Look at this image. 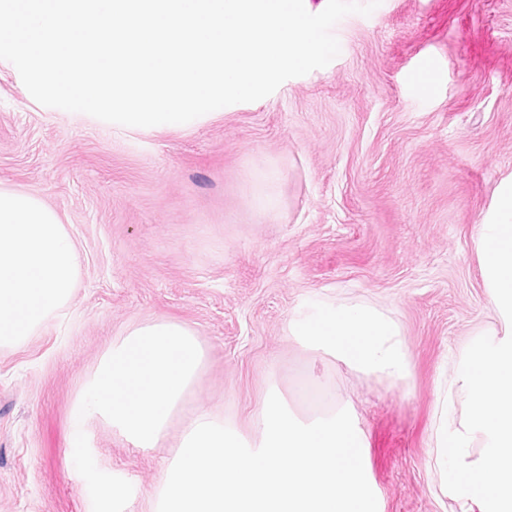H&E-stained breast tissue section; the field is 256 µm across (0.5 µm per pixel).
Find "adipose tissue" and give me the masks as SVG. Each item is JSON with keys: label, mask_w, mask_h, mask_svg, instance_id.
Wrapping results in <instances>:
<instances>
[{"label": "adipose tissue", "mask_w": 512, "mask_h": 512, "mask_svg": "<svg viewBox=\"0 0 512 512\" xmlns=\"http://www.w3.org/2000/svg\"><path fill=\"white\" fill-rule=\"evenodd\" d=\"M79 270V253L56 212L33 194L0 188V347L62 313ZM288 333L358 372L396 385L409 377L396 324L370 305L341 302L296 311Z\"/></svg>", "instance_id": "1"}]
</instances>
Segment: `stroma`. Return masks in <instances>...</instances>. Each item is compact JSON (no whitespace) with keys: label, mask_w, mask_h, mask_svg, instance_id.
I'll list each match as a JSON object with an SVG mask.
<instances>
[{"label":"stroma","mask_w":512,"mask_h":512,"mask_svg":"<svg viewBox=\"0 0 512 512\" xmlns=\"http://www.w3.org/2000/svg\"><path fill=\"white\" fill-rule=\"evenodd\" d=\"M341 52L188 129L135 132L31 99L0 65V187L57 212L80 256L63 314L0 347V512H92L73 462L77 399L134 325L182 322L205 368L161 446L84 430L98 468L155 512L187 414L244 440L269 392L306 416L325 383L367 438L381 512H458L431 450L437 401L493 320L476 238L512 176V0H383L333 29ZM277 210L252 205L258 165ZM373 305L398 326L404 386L289 337L311 304Z\"/></svg>","instance_id":"obj_1"}]
</instances>
